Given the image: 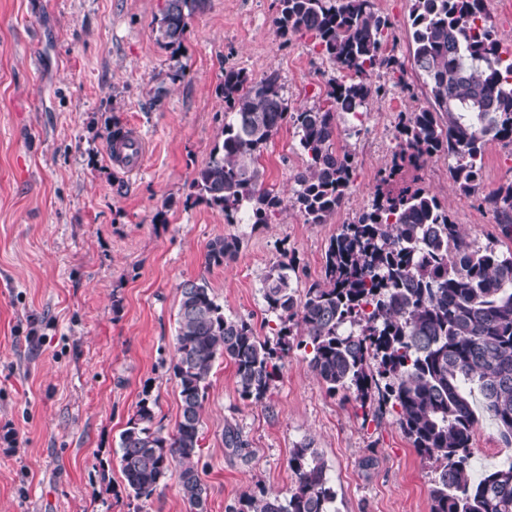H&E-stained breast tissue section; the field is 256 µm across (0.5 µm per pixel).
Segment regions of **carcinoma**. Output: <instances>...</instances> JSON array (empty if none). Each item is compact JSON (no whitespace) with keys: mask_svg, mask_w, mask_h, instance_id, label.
I'll return each instance as SVG.
<instances>
[{"mask_svg":"<svg viewBox=\"0 0 512 512\" xmlns=\"http://www.w3.org/2000/svg\"><path fill=\"white\" fill-rule=\"evenodd\" d=\"M198 0H166L159 41L181 47ZM281 38L310 34L348 74L328 92L326 108L292 109L279 75L258 80L224 71L219 90L230 112L209 160L192 182L198 202L228 223L245 214L265 224L281 207L263 187L259 167L270 139L294 126L306 157L294 175V206L307 224H326L346 198L352 155L335 148L337 120L362 112L381 95L371 77L401 69L386 52L391 25L372 0H278ZM413 59L431 106L397 128L399 157L420 164L448 158L465 193L482 179L490 141L512 144V65L502 62L488 0H412ZM374 191L369 210L338 228L327 246L321 279L293 287L294 259L283 254L262 282L278 319L273 338L249 319L224 313L205 278L180 285L171 370L179 388L180 420L170 434L156 422V402L142 398L120 434L118 464L128 496L145 505L175 476L190 512H207L198 464L201 411L219 357L235 368L242 398L263 400L296 347L311 348L309 366L326 390L362 410L390 406L421 460L434 467L430 512H512V463L471 477V440L478 394L502 437L512 442V251L479 246L453 223L440 200L423 188ZM484 202L512 229V182ZM237 237H217L206 261L221 266L239 250ZM295 475L288 496H247L230 512H332L336 490L312 443L292 450Z\"/></svg>","mask_w":512,"mask_h":512,"instance_id":"carcinoma-1","label":"carcinoma"}]
</instances>
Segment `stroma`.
I'll use <instances>...</instances> for the list:
<instances>
[{
  "label": "stroma",
  "mask_w": 512,
  "mask_h": 512,
  "mask_svg": "<svg viewBox=\"0 0 512 512\" xmlns=\"http://www.w3.org/2000/svg\"><path fill=\"white\" fill-rule=\"evenodd\" d=\"M165 0H0V512H188L175 478L146 507L128 498L119 434L142 396L174 432V353L180 284L206 278L226 314L271 335L275 315L260 291L269 268L293 257L298 284L319 280L339 225L370 204L378 174L398 149L402 115L428 107L413 63L411 0H374L392 23L388 47L402 71L375 70L384 93L365 120H342L337 149L354 160L351 188L326 224L293 206L304 166L299 138L282 127L261 155L265 188L282 209L265 224H230L188 203L192 180L226 119L218 87L228 68L277 71L290 107H322L342 74L308 34L280 38L276 0H200L179 50L158 40ZM184 75L169 82L173 66ZM167 94L151 99L158 85ZM146 143L141 172L108 158L113 127ZM512 181V144L486 147L483 181L462 193L444 158L403 166L396 187L435 194L477 245L512 250L484 195ZM234 235L237 254L207 267L208 243ZM293 350L276 387L243 399L229 361L217 360L203 406L199 476L208 512L248 495L287 496L293 448L311 442L336 489L337 512H430L434 474L390 410L364 416L327 393ZM233 425L244 455L224 446ZM471 448L476 471L512 457L488 413ZM371 467H362L364 458Z\"/></svg>",
  "instance_id": "obj_1"
}]
</instances>
